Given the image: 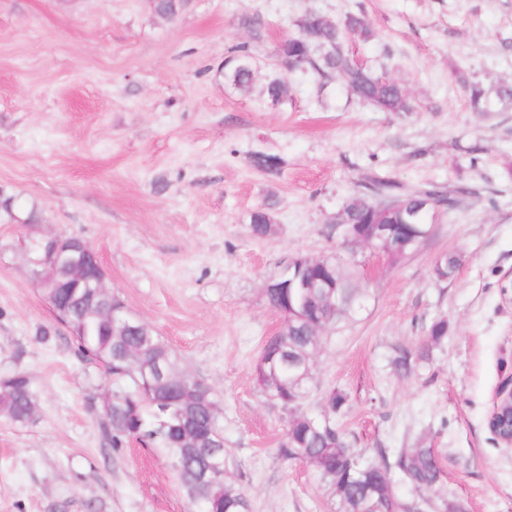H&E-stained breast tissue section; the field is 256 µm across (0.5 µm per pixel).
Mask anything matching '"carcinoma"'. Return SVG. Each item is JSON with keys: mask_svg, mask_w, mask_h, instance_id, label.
Here are the masks:
<instances>
[{"mask_svg": "<svg viewBox=\"0 0 512 512\" xmlns=\"http://www.w3.org/2000/svg\"><path fill=\"white\" fill-rule=\"evenodd\" d=\"M298 33L282 40L275 57L288 65V73L311 72L322 85L344 80L351 94L361 103L382 112L411 110L403 85L387 73H378L357 64L348 54L345 42L367 41L372 32L361 14L347 13L332 22L317 13H308L297 21ZM256 63L246 51L224 68V80L236 90L252 89ZM266 99L280 105L286 97L284 81L271 77L265 87ZM473 105L487 111L512 109V84L494 83L486 87L471 85ZM252 165L267 173L279 172L278 157L258 153ZM452 200L436 189L405 193L390 180H375L364 190L353 193L331 223L343 219L349 224H374L389 207L388 222L410 223L417 220L419 232L413 236L415 247L424 239L426 225L435 223L448 211ZM249 232L257 238L274 232L268 209L260 208L250 218ZM459 260L444 257L437 261L435 277L453 276ZM331 280L336 285L334 307H328L323 291L281 287L265 293L268 304L280 315L290 312L293 319L265 340L254 375L256 384L289 413L286 438L278 454L287 461L303 462L318 472L326 491L336 504V512H408L419 508L420 496L440 484L441 465L435 450L420 442L402 448L379 460L367 461L353 452L333 422L323 431L313 424L314 416L296 413L310 378L313 362L321 348L317 325L332 328L356 312L360 289L353 286L352 274L337 263L331 264ZM49 297L55 320L66 327L78 344L82 361L104 369L112 378V408L103 414L102 427L108 444L122 448L139 441L163 449L177 473L180 491L198 512H249L245 492L222 474L224 449L212 448L221 435L219 415L212 395L199 396L205 406L189 414L176 402L180 393L197 392V377L189 373L180 358L150 325L138 331L111 329L81 309L85 289L57 288L43 291ZM445 324L432 325L424 343L411 351L393 348L391 364L400 375L411 372L413 362L427 361L431 347L445 339ZM36 408V395L27 374L19 372L13 380L0 384V414L14 423H24ZM399 474L408 486L407 496L398 494L392 475Z\"/></svg>", "mask_w": 512, "mask_h": 512, "instance_id": "carcinoma-1", "label": "carcinoma"}]
</instances>
